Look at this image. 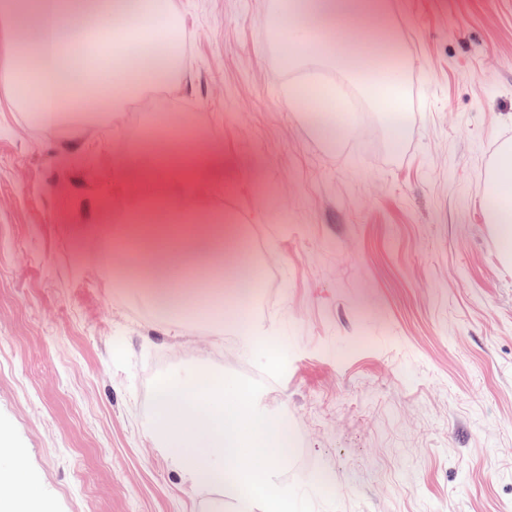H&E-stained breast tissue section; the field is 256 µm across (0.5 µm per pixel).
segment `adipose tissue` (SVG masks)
Returning <instances> with one entry per match:
<instances>
[{
    "instance_id": "obj_1",
    "label": "adipose tissue",
    "mask_w": 512,
    "mask_h": 512,
    "mask_svg": "<svg viewBox=\"0 0 512 512\" xmlns=\"http://www.w3.org/2000/svg\"><path fill=\"white\" fill-rule=\"evenodd\" d=\"M173 0H0V74L10 79L15 104L33 122L52 131L92 112L123 105L149 84H166L181 69L182 44L172 27ZM35 22V37L20 44L14 24ZM386 27L384 0H289L279 19L289 59L343 63L359 60L374 73L368 99L388 119L393 137L403 125L401 74L391 59L395 44L344 42L337 31L356 25ZM293 91L287 106L303 112L312 132L335 147L347 128L348 110L334 88L319 92L320 105ZM207 149L166 134L146 138L139 163L116 170L131 189L148 186L146 206L112 228L113 240L134 246L137 272L149 289V304L167 333L183 318L202 317L246 331L240 307L249 291L235 271L243 252L241 227L203 207L197 199ZM482 204L503 258H512V144H504L486 174ZM0 467V512H37L38 496L25 478L17 448Z\"/></svg>"
}]
</instances>
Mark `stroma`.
Masks as SVG:
<instances>
[{"label":"stroma","mask_w":512,"mask_h":512,"mask_svg":"<svg viewBox=\"0 0 512 512\" xmlns=\"http://www.w3.org/2000/svg\"><path fill=\"white\" fill-rule=\"evenodd\" d=\"M174 2L186 67L150 97L205 132L201 199L238 220L261 283L254 338L165 334L104 258L138 205L114 169L153 113L44 131L0 80V429L45 512H204L222 492L150 435L147 378L242 363L276 376L257 403L297 431L314 512H512V261L481 204L512 140V0H386L411 120L393 145L363 108L333 151L282 103L281 0Z\"/></svg>","instance_id":"1"}]
</instances>
